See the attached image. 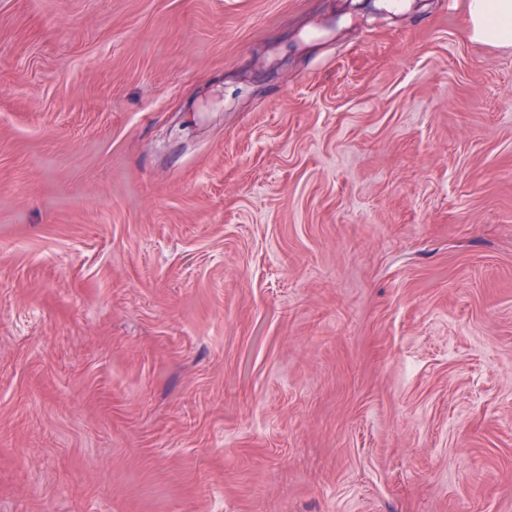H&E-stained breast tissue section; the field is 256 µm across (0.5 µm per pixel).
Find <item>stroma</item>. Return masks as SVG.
Returning <instances> with one entry per match:
<instances>
[{
  "instance_id": "35a3bbf8",
  "label": "stroma",
  "mask_w": 512,
  "mask_h": 512,
  "mask_svg": "<svg viewBox=\"0 0 512 512\" xmlns=\"http://www.w3.org/2000/svg\"><path fill=\"white\" fill-rule=\"evenodd\" d=\"M0 512H512V47L0 0Z\"/></svg>"
}]
</instances>
